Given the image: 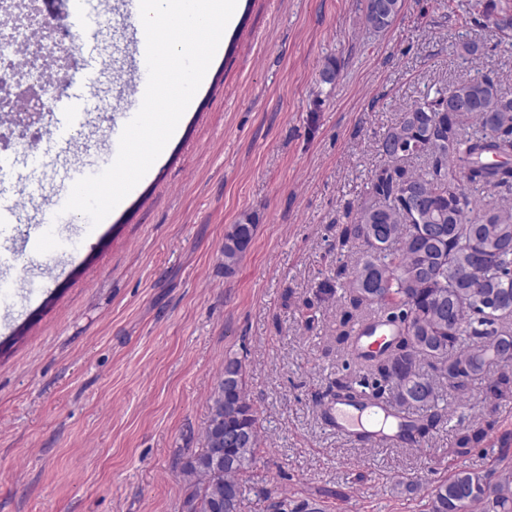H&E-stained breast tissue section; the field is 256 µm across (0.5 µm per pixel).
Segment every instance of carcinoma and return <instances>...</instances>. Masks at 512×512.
<instances>
[{"mask_svg":"<svg viewBox=\"0 0 512 512\" xmlns=\"http://www.w3.org/2000/svg\"><path fill=\"white\" fill-rule=\"evenodd\" d=\"M483 15L500 31L512 30V15L499 14L495 0H487ZM362 24L367 33H381L393 20L365 8ZM340 69L337 59H328L319 83L334 86ZM377 151L386 162L371 171L368 199L338 234L339 246L355 239L365 250L352 265L336 263L316 298L340 303V342L349 336L346 327L366 311L395 331L383 350L360 355L369 364L368 374L337 378L316 397L406 410L425 407L429 414L413 420L404 433L415 444L449 420L439 406L445 381L462 392L469 382L481 380L491 397L512 399V359L501 354L503 346L512 347V248L472 263L475 252L489 247L502 229H512V205L483 211L468 193H512V96L490 77L428 93L388 127ZM421 157L426 167L416 170L411 161ZM407 187L416 188L427 205L409 204L403 196ZM255 230L256 218L245 213L225 233V273L238 267ZM376 273L383 275L384 287H364ZM461 277L476 288L485 283L507 299L489 312L460 287ZM493 363L504 371L488 374ZM209 402L205 448L183 465L182 512H238L243 475L261 446L260 421L241 359L224 358ZM489 428V423L459 427L451 454L466 456L482 447ZM270 508L321 512L286 496ZM427 512H512V464L493 479L474 470L454 471L433 488Z\"/></svg>","mask_w":512,"mask_h":512,"instance_id":"obj_1","label":"carcinoma"}]
</instances>
